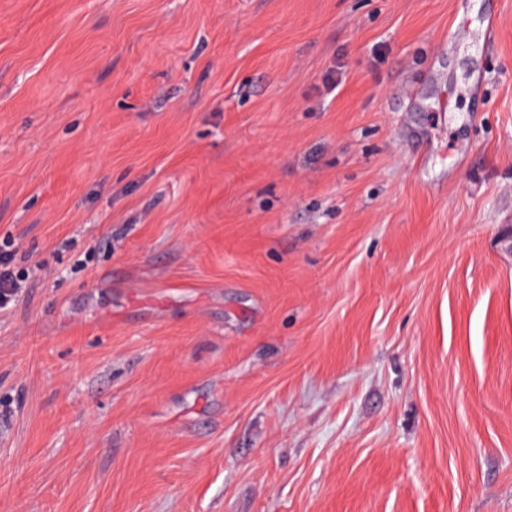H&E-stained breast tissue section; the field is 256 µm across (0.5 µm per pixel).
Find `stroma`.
Here are the masks:
<instances>
[{
	"instance_id": "obj_1",
	"label": "stroma",
	"mask_w": 512,
	"mask_h": 512,
	"mask_svg": "<svg viewBox=\"0 0 512 512\" xmlns=\"http://www.w3.org/2000/svg\"><path fill=\"white\" fill-rule=\"evenodd\" d=\"M2 241L0 512H512V0H0ZM6 244L2 249L0 244V306L12 301L20 282L25 278L18 272L15 273L12 267L14 252L8 249L11 247L10 243Z\"/></svg>"
}]
</instances>
